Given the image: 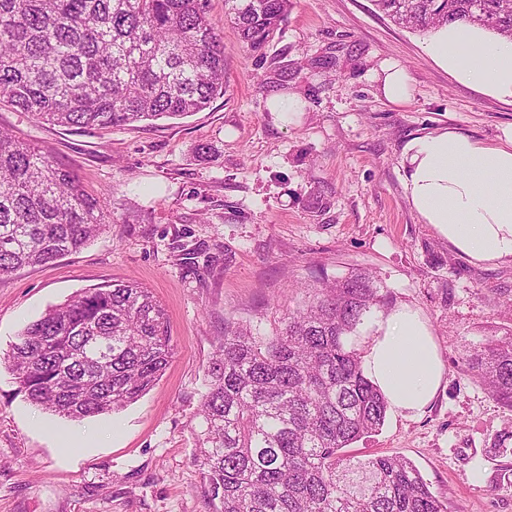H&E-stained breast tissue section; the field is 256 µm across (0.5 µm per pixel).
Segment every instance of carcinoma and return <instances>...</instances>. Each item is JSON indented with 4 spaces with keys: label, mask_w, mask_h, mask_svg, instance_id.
<instances>
[{
    "label": "carcinoma",
    "mask_w": 512,
    "mask_h": 512,
    "mask_svg": "<svg viewBox=\"0 0 512 512\" xmlns=\"http://www.w3.org/2000/svg\"><path fill=\"white\" fill-rule=\"evenodd\" d=\"M423 33L460 21L512 40V0H374ZM209 0H0V103L40 123L119 128L198 112L224 89ZM289 0H224L262 50ZM106 227L101 200L65 164L0 132V279L76 252ZM371 273L314 287L271 332L225 324L199 409L213 512H447L402 457L345 449L382 429L388 403L355 338L387 306ZM165 309L135 281L92 288L29 323L4 358L35 406L80 421L135 402L166 369ZM466 368L512 408V329Z\"/></svg>",
    "instance_id": "cac0c4a2"
}]
</instances>
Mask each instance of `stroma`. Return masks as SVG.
<instances>
[{
    "label": "stroma",
    "mask_w": 512,
    "mask_h": 512,
    "mask_svg": "<svg viewBox=\"0 0 512 512\" xmlns=\"http://www.w3.org/2000/svg\"><path fill=\"white\" fill-rule=\"evenodd\" d=\"M209 17L224 90L188 117L67 129L0 105V127L72 168L108 221L80 251L0 280V357L48 308L127 278L165 307L173 349L136 402L81 421L32 405L0 364V512H211L196 433L225 322L272 329L301 305V284L355 269L383 282L390 307L423 315L445 382L422 413H388L347 455L410 460L447 512H512V409L461 360L467 344L512 329V262L473 264L421 223L401 165L409 139L444 127L499 140L512 101L450 77L425 51L429 34L373 0H290L258 52L224 0ZM388 62L409 76L404 104L380 92ZM283 89L303 111L268 110Z\"/></svg>",
    "instance_id": "1"
}]
</instances>
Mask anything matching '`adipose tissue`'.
<instances>
[{"label": "adipose tissue", "mask_w": 512, "mask_h": 512, "mask_svg": "<svg viewBox=\"0 0 512 512\" xmlns=\"http://www.w3.org/2000/svg\"><path fill=\"white\" fill-rule=\"evenodd\" d=\"M425 50L458 81L512 99V42L456 22L436 30ZM401 161L421 223L475 263L512 262V131L490 144L447 127L407 142ZM363 367L402 415L422 412L444 378L431 329L409 307L377 321Z\"/></svg>", "instance_id": "ef3b65f1"}]
</instances>
